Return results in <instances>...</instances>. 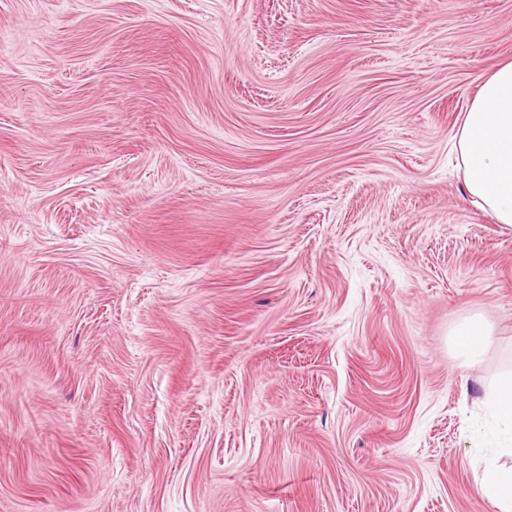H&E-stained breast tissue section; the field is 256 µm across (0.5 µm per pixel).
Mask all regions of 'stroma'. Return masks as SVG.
I'll list each match as a JSON object with an SVG mask.
<instances>
[{
  "instance_id": "35a3bbf8",
  "label": "stroma",
  "mask_w": 512,
  "mask_h": 512,
  "mask_svg": "<svg viewBox=\"0 0 512 512\" xmlns=\"http://www.w3.org/2000/svg\"><path fill=\"white\" fill-rule=\"evenodd\" d=\"M509 60L512 0H0V512H494ZM455 135L467 192L498 224H512V62L471 100ZM453 336H457L455 345L459 355L470 365L482 359L492 334L481 317L471 315L462 319Z\"/></svg>"
}]
</instances>
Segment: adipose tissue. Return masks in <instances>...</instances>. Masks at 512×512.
Returning a JSON list of instances; mask_svg holds the SVG:
<instances>
[{"mask_svg":"<svg viewBox=\"0 0 512 512\" xmlns=\"http://www.w3.org/2000/svg\"><path fill=\"white\" fill-rule=\"evenodd\" d=\"M467 192L477 198L497 223L512 224V62L495 70L471 100L455 135ZM455 345L466 364L479 362L491 331L481 317L471 315L455 331ZM478 436L497 439L490 450L482 494L496 512H512V467L499 465L512 458V375L500 378L484 403Z\"/></svg>","mask_w":512,"mask_h":512,"instance_id":"1","label":"adipose tissue"}]
</instances>
